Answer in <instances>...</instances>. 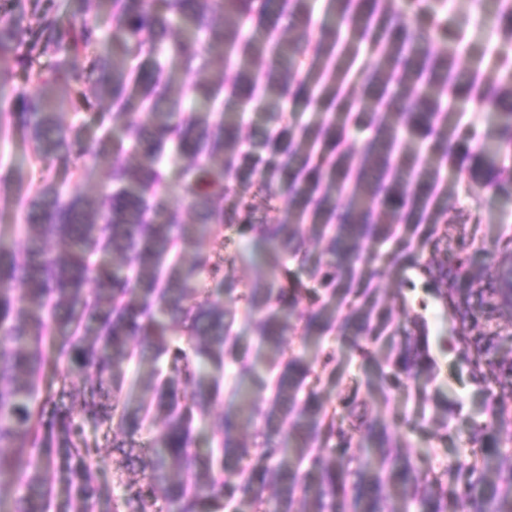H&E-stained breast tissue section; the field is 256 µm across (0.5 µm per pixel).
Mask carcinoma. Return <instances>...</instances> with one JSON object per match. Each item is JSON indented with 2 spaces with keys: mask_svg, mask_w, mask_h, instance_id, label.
<instances>
[{
  "mask_svg": "<svg viewBox=\"0 0 512 512\" xmlns=\"http://www.w3.org/2000/svg\"><path fill=\"white\" fill-rule=\"evenodd\" d=\"M87 2L68 0L80 23L71 31L44 15L21 32V20L39 12L34 0L0 15V85L19 66L35 85L0 114V134L22 130L41 172L37 184L20 172L0 180L25 241L20 254L0 240V512H54L60 476L65 512H224L244 498L258 512H402L388 504V487L416 512H512V454L501 449L512 429V350L502 352L512 330L495 321L512 308V265L475 273L448 247L440 179L452 165L469 182L512 195L504 165L512 157V0L479 3L501 42L493 79L479 64L460 68L459 46L434 47L435 29L391 0H327L314 42L277 33L283 14L308 23L312 0H111L103 25L112 54L80 70L74 57L97 40L84 21ZM248 24L265 37L248 35ZM45 47L52 68L31 69V54ZM164 55L192 76L219 60L224 79L176 93ZM87 84L117 108L96 114L100 134L91 141L60 120ZM223 94L272 108L302 98L324 118L283 127L274 113L247 141L237 118L215 110ZM458 103L484 113L481 131L463 126ZM88 157L108 163L111 190L96 198L63 191L57 167L78 174ZM170 167L180 168L174 181ZM173 195L192 223L171 210ZM285 196L286 217L253 222L258 205L273 208ZM50 239L58 251L46 248ZM206 239L224 247V264L202 249ZM253 240L267 277L244 288L236 267ZM378 241L394 247L365 249ZM398 266L425 278L454 317L473 374L501 391L471 434L481 453L456 467L452 488L416 474L386 421L345 426L355 401L322 400L310 385L320 381L313 362L286 350L289 336L337 333L373 362L368 392L433 382L426 334L400 330L376 298L377 281ZM226 301L255 319L271 352L263 367L244 361ZM180 332L183 347L173 340ZM398 335L378 360L371 347ZM228 366L235 391L251 383L269 397L242 399L212 426L214 448L199 453L196 424L224 399ZM48 368L59 388L43 394ZM131 374L148 395L121 402ZM73 377L82 381L75 411L62 404ZM104 427L123 436L112 440L110 482L89 439ZM245 431L262 441L244 443ZM356 448L363 455L354 467Z\"/></svg>",
  "mask_w": 512,
  "mask_h": 512,
  "instance_id": "1",
  "label": "carcinoma"
}]
</instances>
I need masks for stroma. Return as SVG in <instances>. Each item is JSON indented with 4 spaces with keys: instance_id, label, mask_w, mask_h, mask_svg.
Masks as SVG:
<instances>
[{
    "instance_id": "1",
    "label": "stroma",
    "mask_w": 512,
    "mask_h": 512,
    "mask_svg": "<svg viewBox=\"0 0 512 512\" xmlns=\"http://www.w3.org/2000/svg\"><path fill=\"white\" fill-rule=\"evenodd\" d=\"M483 16L477 0H449L441 17L437 46H446L453 40L459 25L467 27L469 48L460 59L461 67H471L498 41L495 33L483 28ZM442 178L454 198L448 210L453 237L473 240L478 265L507 260L512 255V249L506 244L507 239L512 238V199L492 189L469 188L451 168L443 170ZM407 296L426 322L429 351L436 364L438 383L448 398L447 428H440L432 419L437 400L433 391L419 395L411 388H394L385 397L368 395L366 378L372 366L352 356L346 337L330 335L306 345L294 337L288 349L306 353L315 362L322 361L325 353H334L337 374L332 379H321L318 389L322 396L334 403L356 398L359 418L377 417L388 421L395 436L404 435L410 439L409 453L422 472L448 483L453 477V464L471 456L476 447L464 439L460 442L447 440L446 434L457 431L464 435L483 423L482 404L491 398L492 391L474 382L470 366L457 351L456 324L449 314L441 313L432 292L419 285L408 291Z\"/></svg>"
}]
</instances>
